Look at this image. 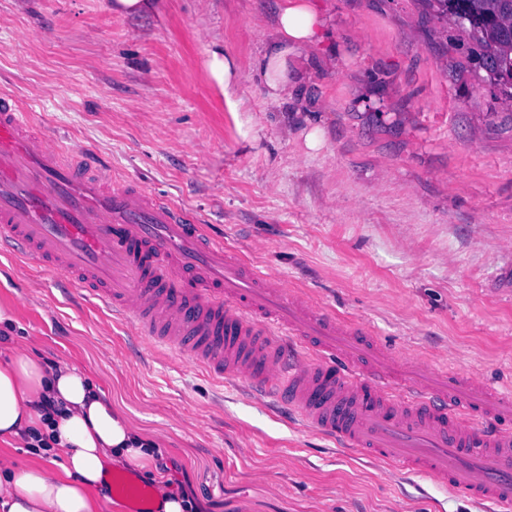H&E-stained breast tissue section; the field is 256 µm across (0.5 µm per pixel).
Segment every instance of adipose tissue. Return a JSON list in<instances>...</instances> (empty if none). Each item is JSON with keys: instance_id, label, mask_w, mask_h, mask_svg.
<instances>
[{"instance_id": "adipose-tissue-1", "label": "adipose tissue", "mask_w": 512, "mask_h": 512, "mask_svg": "<svg viewBox=\"0 0 512 512\" xmlns=\"http://www.w3.org/2000/svg\"><path fill=\"white\" fill-rule=\"evenodd\" d=\"M321 28L312 0H277L256 63L269 100L293 96L290 63L319 41ZM203 68L232 102L244 79L234 52L212 41ZM36 431L50 444L39 462L20 469L0 461V512H99L94 491L112 465L148 470L156 461L152 438L133 428L78 366L64 362L48 371L19 349L0 364V441L22 442Z\"/></svg>"}]
</instances>
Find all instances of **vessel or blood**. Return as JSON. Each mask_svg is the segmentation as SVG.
Masks as SVG:
<instances>
[{
	"label": "vessel or blood",
	"mask_w": 512,
	"mask_h": 512,
	"mask_svg": "<svg viewBox=\"0 0 512 512\" xmlns=\"http://www.w3.org/2000/svg\"><path fill=\"white\" fill-rule=\"evenodd\" d=\"M0 248L36 261L214 378L276 395L316 431L512 512V392L415 360L224 248L191 213L62 148L0 94ZM129 502L152 491L112 479Z\"/></svg>",
	"instance_id": "vessel-or-blood-1"
}]
</instances>
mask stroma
<instances>
[{
  "label": "stroma",
  "mask_w": 512,
  "mask_h": 512,
  "mask_svg": "<svg viewBox=\"0 0 512 512\" xmlns=\"http://www.w3.org/2000/svg\"><path fill=\"white\" fill-rule=\"evenodd\" d=\"M274 4L0 0V92L385 350L512 387V100L426 0H315L327 37L301 101L274 103L254 74ZM215 39L246 76L232 106L202 68ZM0 304V363L76 364L200 512H485L155 350L34 263L0 254ZM164 0H108L107 7L120 16L137 17L160 14Z\"/></svg>",
  "instance_id": "35a3bbf8"
}]
</instances>
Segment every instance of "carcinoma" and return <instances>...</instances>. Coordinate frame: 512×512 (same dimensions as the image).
I'll return each mask as SVG.
<instances>
[{
    "mask_svg": "<svg viewBox=\"0 0 512 512\" xmlns=\"http://www.w3.org/2000/svg\"><path fill=\"white\" fill-rule=\"evenodd\" d=\"M440 14L469 27L480 48L481 66L512 89V11L503 0H427Z\"/></svg>",
    "mask_w": 512,
    "mask_h": 512,
    "instance_id": "cac0c4a2",
    "label": "carcinoma"
}]
</instances>
